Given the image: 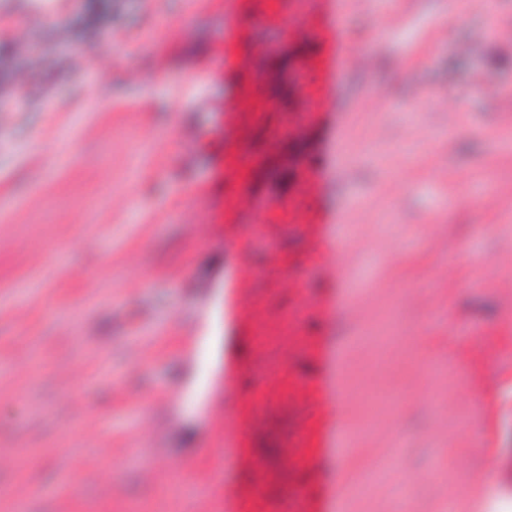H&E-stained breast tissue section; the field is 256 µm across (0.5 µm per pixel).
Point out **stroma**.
Instances as JSON below:
<instances>
[{
	"label": "stroma",
	"mask_w": 512,
	"mask_h": 512,
	"mask_svg": "<svg viewBox=\"0 0 512 512\" xmlns=\"http://www.w3.org/2000/svg\"><path fill=\"white\" fill-rule=\"evenodd\" d=\"M245 2H13L0 512H512V0ZM209 63L206 69V79L211 82L222 83L224 80V34L212 39L208 56ZM210 172L213 180L206 186L201 188V193L211 198L217 199L213 202V213L211 223L220 224L224 221V202L222 197L218 196L223 194L224 178H223V158H214L211 163Z\"/></svg>",
	"instance_id": "35a3bbf8"
}]
</instances>
